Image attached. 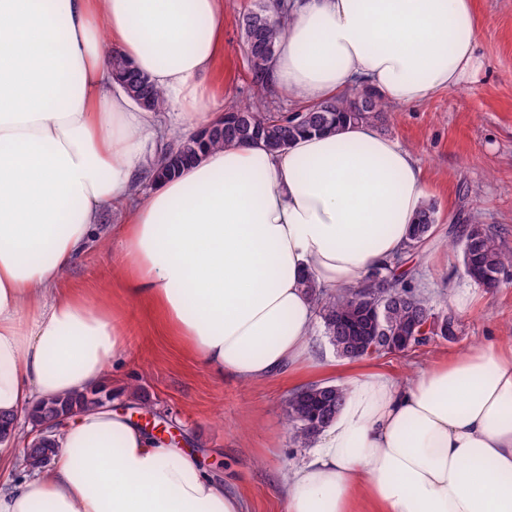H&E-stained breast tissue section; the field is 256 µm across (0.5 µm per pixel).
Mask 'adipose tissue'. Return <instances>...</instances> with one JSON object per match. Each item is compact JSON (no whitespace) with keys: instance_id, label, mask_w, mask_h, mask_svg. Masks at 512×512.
<instances>
[{"instance_id":"adipose-tissue-1","label":"adipose tissue","mask_w":512,"mask_h":512,"mask_svg":"<svg viewBox=\"0 0 512 512\" xmlns=\"http://www.w3.org/2000/svg\"><path fill=\"white\" fill-rule=\"evenodd\" d=\"M270 71L306 106L371 89L426 102L479 67L473 0H288ZM224 0H0V512H245L187 449L109 407L55 433L18 469L37 403L108 384L128 355L120 310L63 281L104 214L126 296L156 308L205 371L262 382L310 356L302 286H357L406 249L424 173L370 123L283 151L213 149L138 188L173 133L224 113L204 78L224 48ZM119 51L164 97L137 105ZM335 421L287 469L285 512H512V336L417 369L350 376Z\"/></svg>"}]
</instances>
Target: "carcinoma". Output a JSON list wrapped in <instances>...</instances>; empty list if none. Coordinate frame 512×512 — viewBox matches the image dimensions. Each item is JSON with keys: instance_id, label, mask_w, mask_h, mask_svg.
<instances>
[{"instance_id": "carcinoma-1", "label": "carcinoma", "mask_w": 512, "mask_h": 512, "mask_svg": "<svg viewBox=\"0 0 512 512\" xmlns=\"http://www.w3.org/2000/svg\"><path fill=\"white\" fill-rule=\"evenodd\" d=\"M284 0H259L241 22L242 38L251 83L262 93L271 86L269 64L284 22L277 15ZM112 73L134 101L146 99V107L158 108L161 93L134 64L117 51L112 52ZM387 105L370 92L344 95L301 112L272 111L265 102L233 105L214 124L178 140L165 153L160 166L151 169V181L177 177L207 151L230 143L259 145L268 151L287 149L301 135L321 134L351 123H376ZM436 221V206L424 204L417 222L410 227L407 249L425 240ZM461 256L465 274L478 286L491 290L500 276L512 268V249L492 227L477 219L463 225L453 244ZM305 287L319 307L323 334L336 354L348 361L389 354L395 344L412 351L435 336L453 339L457 323L452 313H436L416 292L415 286L397 277L388 266L374 267L356 287L334 296H323L311 279ZM106 389L100 388L67 397L42 401L28 413L35 424L61 415L80 412L103 404ZM345 398L340 385L308 384L293 390L285 401L286 419L295 443L307 447L336 417ZM54 443L35 448L25 456V465L47 467L56 451Z\"/></svg>"}]
</instances>
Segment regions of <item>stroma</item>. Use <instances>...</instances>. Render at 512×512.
<instances>
[{"mask_svg":"<svg viewBox=\"0 0 512 512\" xmlns=\"http://www.w3.org/2000/svg\"><path fill=\"white\" fill-rule=\"evenodd\" d=\"M254 2L226 0L224 6V53L209 83L229 105L257 97L240 29L243 12ZM474 5L481 19L477 73L423 104L394 107L380 127L412 152L437 208L431 234L409 253L417 292L437 309L452 304L456 289L471 294L467 309L455 313L454 340L436 337L405 355L349 362L337 356L317 325L315 365L295 378L284 374L247 385L229 374L206 372L186 347L162 333L145 304L125 295L117 242L90 243L67 275L69 284L96 285L130 326L129 358L108 384L113 410L135 421L147 417L157 423L158 437L185 443L202 468L243 497L246 512H284L283 471L308 454L289 432L290 391L310 383L341 384L349 374L370 369L402 380L434 359L512 327V273L493 290L479 288L450 247L451 229L476 213L483 223L504 229L512 246V0H474Z\"/></svg>","mask_w":512,"mask_h":512,"instance_id":"stroma-1","label":"stroma"}]
</instances>
